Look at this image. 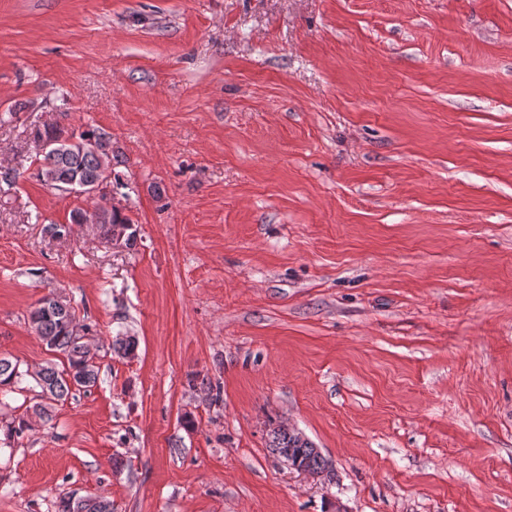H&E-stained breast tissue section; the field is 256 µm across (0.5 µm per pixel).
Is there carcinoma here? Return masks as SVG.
<instances>
[{
    "label": "carcinoma",
    "instance_id": "obj_1",
    "mask_svg": "<svg viewBox=\"0 0 512 512\" xmlns=\"http://www.w3.org/2000/svg\"><path fill=\"white\" fill-rule=\"evenodd\" d=\"M36 140L42 144V153L36 158L38 177L51 188L62 192L84 193V188L93 187L100 181L113 179L115 185H123L120 172L116 171L123 161L113 156V168L105 171L100 156L110 151L106 133L97 128H88L78 134L69 132L58 124H52L35 132ZM82 210L70 213L68 224H45L42 232L60 238L72 229ZM98 227L105 243L115 236L123 237L126 247L136 244V230L131 219L117 210L103 209L99 214ZM31 328L48 348L61 352L65 359L62 369L53 366L41 369L37 384L42 393L55 399H65L72 390L89 388L96 384L98 371L89 357L82 336L76 330V311L69 304L50 294L44 297L30 313ZM20 373L17 365L0 357V388L18 383ZM269 448L279 459L314 472H324L328 463L313 444L300 433H288L280 428L270 434ZM288 456H283V449ZM63 512H110V504L104 500H84L77 504L64 505Z\"/></svg>",
    "mask_w": 512,
    "mask_h": 512
}]
</instances>
